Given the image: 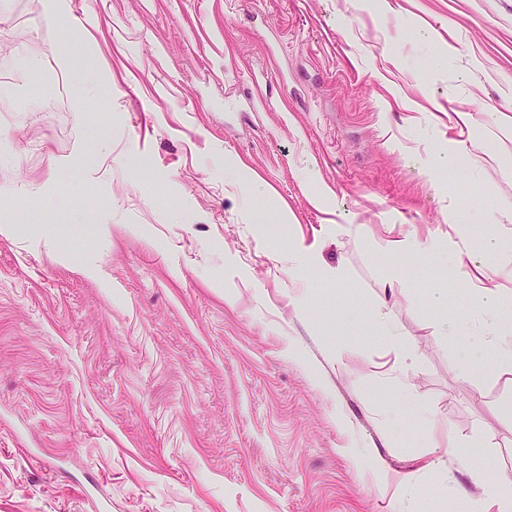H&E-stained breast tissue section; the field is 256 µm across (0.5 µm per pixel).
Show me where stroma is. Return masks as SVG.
Returning a JSON list of instances; mask_svg holds the SVG:
<instances>
[{
	"mask_svg": "<svg viewBox=\"0 0 512 512\" xmlns=\"http://www.w3.org/2000/svg\"><path fill=\"white\" fill-rule=\"evenodd\" d=\"M510 123L512 0H0V512L512 490L479 292L384 246L486 261L512 343Z\"/></svg>",
	"mask_w": 512,
	"mask_h": 512,
	"instance_id": "1",
	"label": "stroma"
}]
</instances>
